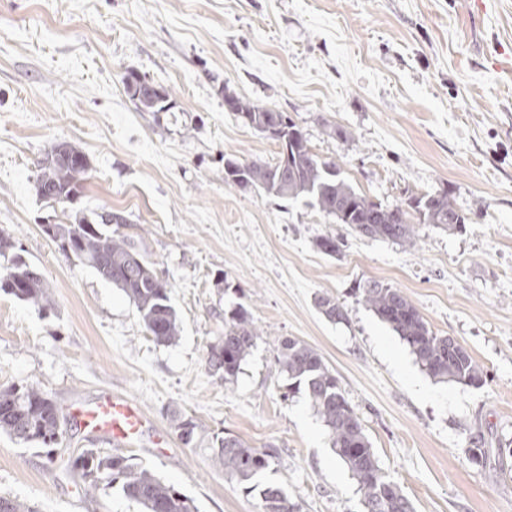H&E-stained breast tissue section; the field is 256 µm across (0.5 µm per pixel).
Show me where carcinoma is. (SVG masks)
Segmentation results:
<instances>
[{
	"instance_id": "obj_1",
	"label": "carcinoma",
	"mask_w": 512,
	"mask_h": 512,
	"mask_svg": "<svg viewBox=\"0 0 512 512\" xmlns=\"http://www.w3.org/2000/svg\"><path fill=\"white\" fill-rule=\"evenodd\" d=\"M125 89L136 106L145 112H169L174 108L169 95L159 97L138 92L130 84ZM229 111L248 126L270 136L280 146L276 162H239L224 159V181L243 191L257 190L281 199H306L336 223L359 236L385 239L401 244L414 243L415 223L434 224L454 233L465 224L448 190L443 189L409 200L407 207H388L370 200L340 177L336 163L314 154L302 129L285 112L253 104L237 95L224 94ZM89 163L68 161L39 166L36 193L59 204L79 198L89 178ZM48 238L81 264L92 268L103 280L120 288L132 301L146 333L158 344H172L180 336V318L171 304L169 283L120 232L106 221L91 224L83 218L73 224H53ZM343 239L324 235L317 247L328 255L338 253ZM30 268L20 255L11 264L0 266V291L42 309L52 304L45 279L37 271L22 287L12 283L14 273ZM362 301L408 346L416 362L439 382L481 386L486 374L462 345L452 348L448 337L432 331L417 307L398 288L369 282L357 288ZM317 307L334 322L346 320L343 307L329 296ZM259 331L247 309L238 305L224 315V334L210 344L207 364L215 374L230 382L254 348ZM276 362L287 375L288 387L304 386L311 406L329 431L336 455L347 467L363 492V512H414L401 486L380 467L365 434L360 417L351 407L336 373L322 356L306 343L284 338ZM172 421L179 439L197 447L199 425L181 413ZM0 432L14 439L50 447L62 437L59 409L43 391L11 387L0 390ZM214 466L244 488L258 491L260 512H300L285 487L259 484V475L276 458L271 448H252L235 437H217L210 447ZM90 494L100 488L118 489L140 504L143 512H198L194 500L151 471L140 468L121 454L102 455L85 449L73 461Z\"/></svg>"
}]
</instances>
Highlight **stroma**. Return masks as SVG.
<instances>
[{"instance_id": "1", "label": "stroma", "mask_w": 512, "mask_h": 512, "mask_svg": "<svg viewBox=\"0 0 512 512\" xmlns=\"http://www.w3.org/2000/svg\"><path fill=\"white\" fill-rule=\"evenodd\" d=\"M512 0H0V232L41 272L42 311L0 292V389L36 387L63 436L43 447L0 433V496L31 512H142L113 490L89 495L73 466L87 448L114 453L73 411L116 395L147 418L123 451L194 499L199 512H259L256 494L185 446L168 412L205 439L233 435L277 457L261 479L301 512H363L304 390L275 358L282 338L335 371L383 471L415 512H512ZM166 89L170 112H143L123 78ZM285 113L313 151L371 200L406 205L448 190L467 218L448 233L416 227L406 246L352 233L303 199L244 192L224 161L275 162L279 145L224 109L225 93ZM347 137L336 136V128ZM90 160L82 196L37 197L56 144ZM122 215L131 242L170 285L181 332L148 337L135 307L42 232L84 216ZM344 237L321 253L323 234ZM402 290L437 334L483 366L479 387L434 380L354 293ZM346 321H328L318 297ZM243 304L260 331L233 382L207 346ZM482 440V461L470 458Z\"/></svg>"}]
</instances>
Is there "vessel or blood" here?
Masks as SVG:
<instances>
[{"mask_svg":"<svg viewBox=\"0 0 512 512\" xmlns=\"http://www.w3.org/2000/svg\"><path fill=\"white\" fill-rule=\"evenodd\" d=\"M75 415L90 433L111 437L114 443L123 445L134 444L146 421L139 407L123 397L76 408Z\"/></svg>","mask_w":512,"mask_h":512,"instance_id":"obj_1","label":"vessel or blood"}]
</instances>
